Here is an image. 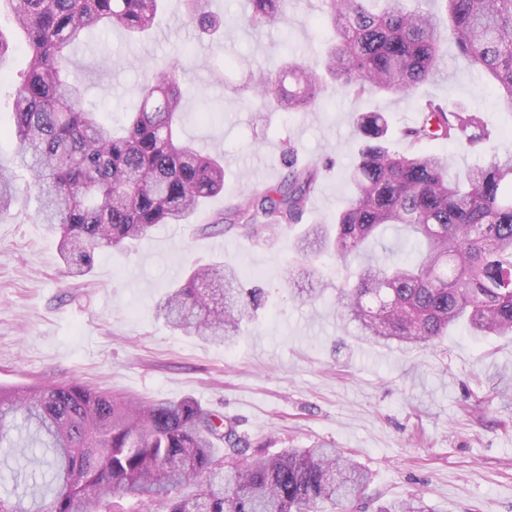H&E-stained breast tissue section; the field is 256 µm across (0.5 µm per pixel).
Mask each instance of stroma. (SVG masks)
Masks as SVG:
<instances>
[{"label": "stroma", "mask_w": 512, "mask_h": 512, "mask_svg": "<svg viewBox=\"0 0 512 512\" xmlns=\"http://www.w3.org/2000/svg\"><path fill=\"white\" fill-rule=\"evenodd\" d=\"M224 21V41L199 39L178 0L154 33L129 46L116 29L93 32L73 52L72 77L108 121L136 104L145 69L191 54L182 75L183 135L224 157V191L191 224H161L132 249L99 254L86 277H69L56 236L35 219L36 201L0 213V387L79 381L112 396L191 399L223 414L251 452L275 454L322 442L370 474L374 502L424 496L433 512H512V337L473 336L453 327L426 348L357 339L330 296L298 302L289 283L335 287L336 265L294 250L302 225L271 241L209 230L253 186L276 184L288 145L297 162L332 159L302 224H331L351 188L354 119L385 113L396 138L420 118L426 99L476 109L498 132L494 150H462L438 141L450 176L512 153V112L497 102L487 77L446 42L442 75L410 99L355 100L326 89L310 112L266 114L251 102L244 73L218 66L224 53L252 68H272L289 49L314 64L330 30L324 0H285L283 19L256 31L243 22L246 0H209ZM216 109L214 123L199 112ZM222 260L249 273L267 301L229 344L175 331L155 315L166 288L196 263Z\"/></svg>", "instance_id": "35a3bbf8"}]
</instances>
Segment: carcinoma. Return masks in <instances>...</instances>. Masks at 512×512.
<instances>
[{
    "label": "carcinoma",
    "instance_id": "obj_1",
    "mask_svg": "<svg viewBox=\"0 0 512 512\" xmlns=\"http://www.w3.org/2000/svg\"><path fill=\"white\" fill-rule=\"evenodd\" d=\"M0 13L19 31L28 65L15 82L0 68V90L13 99L15 162L0 166V213L34 191L38 222L58 236L72 277L88 275L95 256L125 248L159 224H186L203 202L224 192V157L180 137L186 64L152 69L139 104L120 130L85 106L70 77L71 50L92 30H122L132 44L153 30L166 0H3ZM202 35L220 28L207 0H185ZM283 0H250L254 30L278 24ZM459 54L488 74L500 104L512 110V0H441ZM333 39L327 73L354 99L400 98L434 81L443 62L441 22L418 0H325ZM252 100L281 112H309L323 84L290 57L250 76ZM423 118L404 127L405 150L388 149L382 112L356 119L360 145L347 178L353 196L334 224H312L295 247L306 258L330 255L344 265L400 225L412 235L407 258H371L336 287L341 319L367 340L424 346L465 324L477 336L512 335V154L462 176L448 157L423 149L445 140L463 148L488 144L492 132L477 111L429 99ZM288 146L286 173L252 188L212 223L272 239L301 223L318 188L319 170L297 167ZM26 169V188L17 171ZM222 261L193 269L169 289L158 314L176 330L226 344L265 303L262 288L238 287ZM219 443L241 455L248 443L224 416L195 401L114 399L77 381L0 387V451L34 465L21 493L0 494V512H335L354 502L368 474L334 448H290L256 455L228 471ZM193 475L198 493L179 495ZM376 512H432L418 494L387 501Z\"/></svg>",
    "mask_w": 512,
    "mask_h": 512
}]
</instances>
